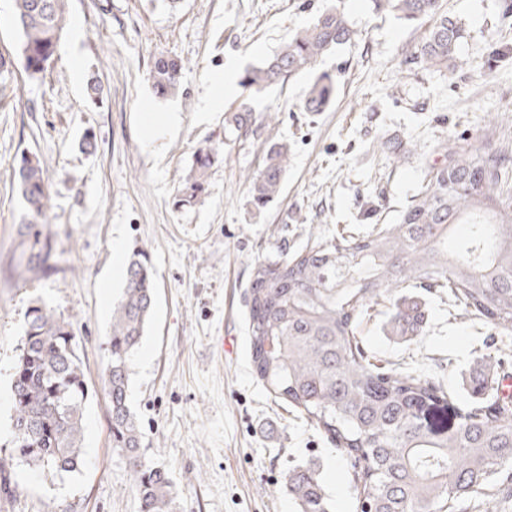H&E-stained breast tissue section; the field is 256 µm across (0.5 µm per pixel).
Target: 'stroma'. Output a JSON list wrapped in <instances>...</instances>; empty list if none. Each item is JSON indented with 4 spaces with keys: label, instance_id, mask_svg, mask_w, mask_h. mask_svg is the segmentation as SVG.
Listing matches in <instances>:
<instances>
[{
    "label": "stroma",
    "instance_id": "obj_1",
    "mask_svg": "<svg viewBox=\"0 0 512 512\" xmlns=\"http://www.w3.org/2000/svg\"><path fill=\"white\" fill-rule=\"evenodd\" d=\"M344 6L359 37L320 58L312 72L257 96L223 89L260 65L327 7ZM468 36L454 74L401 60L424 36L368 0H68L58 56L30 77L19 53L13 0H0V459L11 448V379L29 308L42 302L69 319L89 386L79 471L60 476L6 463L0 512H139L130 471L109 440L101 377L112 307L126 279L114 276L144 250L154 269L150 323L135 353L130 405L140 455L166 469L176 512H297L286 489L293 468L316 463L333 512H357L346 460L326 438L259 382L250 361L246 289L259 260L279 248L342 228L395 223L443 140L496 149L512 140V18L500 0H445ZM181 62L178 90L157 96L156 57ZM337 78L324 112L300 104L314 75ZM102 90L89 98L87 83ZM272 113L254 136L225 143L224 117L241 103ZM95 146L83 147V138ZM399 138L402 159L375 156L378 138ZM287 142L281 194L250 203L243 173L262 151ZM222 152L207 190L192 205L176 199L195 150ZM38 157L49 176L43 224L24 223L14 170ZM45 262H29L33 242ZM421 335L391 332L392 308L378 306L358 331L378 360L440 376L463 392L486 352L490 327L447 301L426 300Z\"/></svg>",
    "mask_w": 512,
    "mask_h": 512
}]
</instances>
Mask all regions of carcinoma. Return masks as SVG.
<instances>
[{"instance_id":"carcinoma-1","label":"carcinoma","mask_w":512,"mask_h":512,"mask_svg":"<svg viewBox=\"0 0 512 512\" xmlns=\"http://www.w3.org/2000/svg\"><path fill=\"white\" fill-rule=\"evenodd\" d=\"M373 10L408 23H426L405 65L454 72L466 29L441 0H372ZM66 0H14L20 51L30 76L55 59L66 22ZM358 30L340 7L322 12L272 57L247 69L239 84L260 94L309 72L319 58L354 41ZM182 65L158 57L149 72L155 93L180 85ZM335 76L323 72L303 100L323 112L336 94ZM256 122L242 103L225 116L228 141L248 137ZM444 161L428 169L426 184L394 224L350 228L314 240L292 255L255 263L247 307L251 364L274 398L297 411L349 464L359 512H497L512 498V393L502 391L497 367L512 345L493 342L472 366L467 392L456 394L438 376L405 364H375L357 336L374 306L396 308L391 324L415 336L426 322L425 298L448 297V306L471 321L512 329V144L486 152L442 143ZM219 148L202 146L179 202L206 190V172ZM289 149L275 142L262 165L246 174L252 203L264 207L281 192ZM29 224L46 221L50 195L40 160L21 157L15 169ZM154 274L143 251L133 254L123 293L112 312L102 389L112 447L126 458L140 512H175L172 479L139 455L140 421L129 401L131 361L150 320ZM12 457L57 474L82 463L81 436L89 389L71 322L45 305L30 308L12 380ZM288 495L298 512H330L319 470L288 473Z\"/></svg>"}]
</instances>
